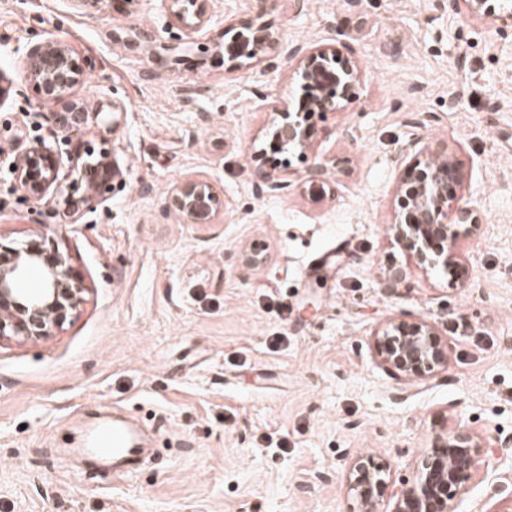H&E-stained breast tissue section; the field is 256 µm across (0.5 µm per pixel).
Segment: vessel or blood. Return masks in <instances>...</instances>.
<instances>
[{"instance_id": "b4317fda", "label": "vessel or blood", "mask_w": 512, "mask_h": 512, "mask_svg": "<svg viewBox=\"0 0 512 512\" xmlns=\"http://www.w3.org/2000/svg\"><path fill=\"white\" fill-rule=\"evenodd\" d=\"M85 451L112 468L127 474L129 464L146 455L148 444L142 432L115 416H102L90 430Z\"/></svg>"}]
</instances>
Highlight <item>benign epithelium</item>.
Here are the masks:
<instances>
[{
  "label": "benign epithelium",
  "mask_w": 512,
  "mask_h": 512,
  "mask_svg": "<svg viewBox=\"0 0 512 512\" xmlns=\"http://www.w3.org/2000/svg\"><path fill=\"white\" fill-rule=\"evenodd\" d=\"M171 24L187 33L204 31L210 21L209 0H164ZM257 0L252 17L236 26L224 43L229 71L255 67L272 70L281 56L293 62L292 78L300 86L298 103L269 104L270 120L263 138L281 150H311L306 117L312 112L338 113L358 97L362 71L356 59L339 44H295L287 46L264 22L268 4ZM450 7L469 18L512 21V0H448ZM116 41L152 43L144 30L113 32ZM28 78L42 99L61 104L54 113L57 128L68 135H82L91 127L115 128L125 106L117 100L100 103L93 110L74 98L91 62L80 57L68 43L48 39L27 54ZM417 149L422 159L404 168L398 186L401 211L395 214L390 233L413 263L422 269L441 265L462 268L461 256L453 251L459 240L476 235L481 216L476 206L460 202L456 187L460 172L455 153L437 152L420 141L399 149V158ZM10 168L18 188L43 199L62 195V185L76 174L85 181L86 194L66 196L60 213L77 223L94 202L103 203L112 193V182L124 180V171L102 141L98 151L62 156L43 139L16 153ZM259 191L278 194L289 190L292 179L275 169L257 168ZM171 204L187 224H209L219 206L214 185L204 179L183 181L173 188ZM47 233L40 232L18 248L0 246V342L13 338L38 341L63 328L86 300L88 288L72 269L70 259L47 247ZM37 269L42 285L35 292L22 288L27 273ZM373 345L382 366L406 381L426 379L448 367L449 347L442 344L431 322L391 318L373 334ZM496 472L491 456L469 430L455 426L438 437L415 461L411 478H391V469L364 456L352 459L347 470L352 504L348 512H458V505L477 477Z\"/></svg>",
  "instance_id": "obj_1"
}]
</instances>
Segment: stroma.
<instances>
[{"label":"stroma","instance_id":"35a3bbf8","mask_svg":"<svg viewBox=\"0 0 512 512\" xmlns=\"http://www.w3.org/2000/svg\"><path fill=\"white\" fill-rule=\"evenodd\" d=\"M253 0H210L202 35L180 61L112 34L171 27L162 0H0V243L46 231L89 288L55 336L0 343V512H346L350 460L393 478L458 424L512 450V26L438 0H278L264 21L285 43L343 38L363 73L346 111L313 114V154L251 147L266 105L295 97L288 66L227 73L218 49ZM59 38L93 69L75 92L126 110L108 138L124 184L77 224L19 190L9 162L57 134L28 49ZM453 149L478 234L459 241L467 274L419 269L394 244L397 149ZM329 164L324 193L302 178ZM286 168L280 195L257 167ZM211 181L221 208L187 224L173 187ZM267 260L250 266L253 245ZM407 271L397 292L381 280ZM393 316L434 323L447 370L407 382L380 366L372 334ZM120 408L157 457L133 476L88 472L71 454L88 424ZM286 439L283 452L265 436ZM512 478L475 480L462 512H496ZM256 179L258 181V188L261 193L278 194L289 190L292 179H290L289 172L283 174L281 171L275 169L257 168Z\"/></svg>","mask_w":512,"mask_h":512}]
</instances>
